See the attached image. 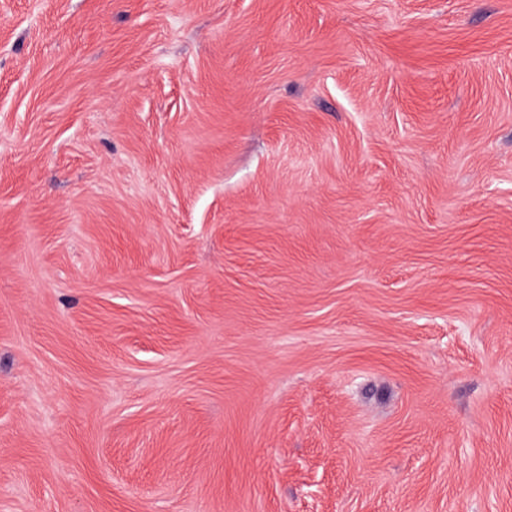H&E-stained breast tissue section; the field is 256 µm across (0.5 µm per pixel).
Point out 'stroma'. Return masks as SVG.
I'll return each instance as SVG.
<instances>
[{
    "label": "stroma",
    "instance_id": "35a3bbf8",
    "mask_svg": "<svg viewBox=\"0 0 512 512\" xmlns=\"http://www.w3.org/2000/svg\"><path fill=\"white\" fill-rule=\"evenodd\" d=\"M0 512H512V0H0Z\"/></svg>",
    "mask_w": 512,
    "mask_h": 512
}]
</instances>
